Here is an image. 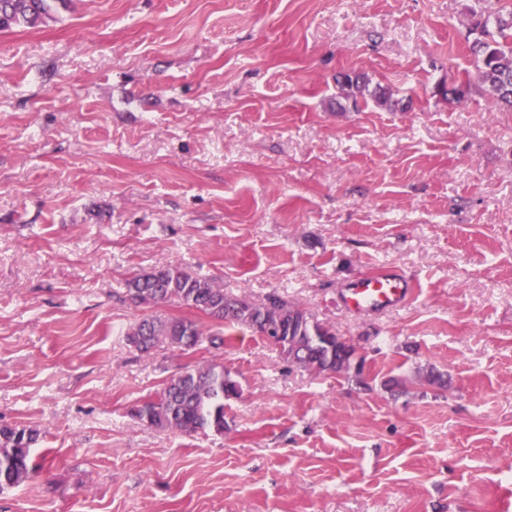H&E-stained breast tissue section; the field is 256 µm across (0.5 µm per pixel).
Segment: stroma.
Masks as SVG:
<instances>
[{"instance_id":"obj_1","label":"stroma","mask_w":512,"mask_h":512,"mask_svg":"<svg viewBox=\"0 0 512 512\" xmlns=\"http://www.w3.org/2000/svg\"><path fill=\"white\" fill-rule=\"evenodd\" d=\"M512 0H67L0 32V425L39 469L0 512H512V111L471 91L477 15ZM354 72L404 110L339 111ZM169 264L278 294L361 379L247 328L143 353L127 279ZM382 266L415 293L350 312ZM240 387L224 430L131 409L185 366ZM447 389L384 388L417 370Z\"/></svg>"}]
</instances>
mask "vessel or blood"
<instances>
[{
  "mask_svg": "<svg viewBox=\"0 0 512 512\" xmlns=\"http://www.w3.org/2000/svg\"><path fill=\"white\" fill-rule=\"evenodd\" d=\"M412 292L413 286L405 275L380 270L347 283L341 290L340 302L351 312L391 310L406 303Z\"/></svg>",
  "mask_w": 512,
  "mask_h": 512,
  "instance_id": "vessel-or-blood-1",
  "label": "vessel or blood"
}]
</instances>
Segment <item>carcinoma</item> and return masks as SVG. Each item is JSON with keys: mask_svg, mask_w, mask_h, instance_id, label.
Masks as SVG:
<instances>
[{"mask_svg": "<svg viewBox=\"0 0 512 512\" xmlns=\"http://www.w3.org/2000/svg\"><path fill=\"white\" fill-rule=\"evenodd\" d=\"M53 0H0V31L15 26L37 27L50 17ZM478 33L472 49L477 54L476 82L496 107L512 109V12L498 15L494 28L488 21L476 22ZM441 97L462 101L471 81L439 84ZM338 97L358 105L364 96L365 81L345 73L337 81ZM374 104L393 110L399 101L377 87L371 93ZM124 296L134 305H159L176 299L211 319L217 330L203 336L202 328L188 318L161 315L143 317L130 325L128 341L141 351L168 345L194 351L208 341L210 347L224 346V326L248 328L268 340L287 362L316 374L347 373L357 349L330 327L313 322L287 300L272 295L263 303L234 298L215 280L194 275L181 265H167L138 273L125 281ZM416 382L439 388L447 386L443 374L430 369L418 371ZM239 394L238 383L224 372V363L210 360L188 365L173 376L154 397L142 401L131 415L149 427L190 434L207 429L224 431V400ZM39 440L33 428L0 426V490L28 480L37 470L31 448Z\"/></svg>", "mask_w": 512, "mask_h": 512, "instance_id": "cac0c4a2", "label": "carcinoma"}]
</instances>
